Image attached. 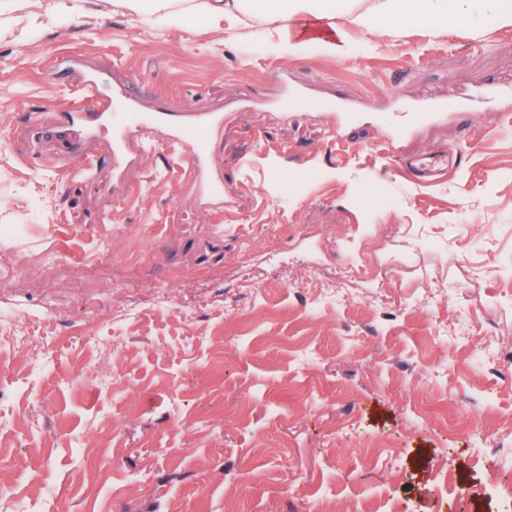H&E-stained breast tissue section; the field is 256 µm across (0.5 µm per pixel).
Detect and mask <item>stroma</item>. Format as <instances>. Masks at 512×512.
<instances>
[{"label":"stroma","instance_id":"1","mask_svg":"<svg viewBox=\"0 0 512 512\" xmlns=\"http://www.w3.org/2000/svg\"><path fill=\"white\" fill-rule=\"evenodd\" d=\"M282 56L265 20L197 24L113 0L0 14V512H507L512 471V24L368 30ZM75 55L147 104L224 109L182 179L163 130L114 180L54 115ZM312 103L286 117L280 74ZM501 91L396 141L416 103ZM361 103L340 124L337 105ZM94 154L98 177L57 160ZM72 258L68 284L43 264ZM338 272L343 298L317 296ZM390 158L400 166L409 169L421 181H429V178L447 169L448 165L459 167L462 163V153L447 148L437 149L428 157L418 160L402 158L394 153Z\"/></svg>","mask_w":512,"mask_h":512}]
</instances>
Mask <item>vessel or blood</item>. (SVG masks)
Masks as SVG:
<instances>
[{
    "label": "vessel or blood",
    "instance_id": "1",
    "mask_svg": "<svg viewBox=\"0 0 512 512\" xmlns=\"http://www.w3.org/2000/svg\"><path fill=\"white\" fill-rule=\"evenodd\" d=\"M70 69L77 81L79 95L65 112L60 113L59 124L83 138L97 135L110 138L113 171H120L129 163L127 141L130 137L140 135L150 127H162L168 131L173 143L189 145V152L181 157L186 175L209 195L223 197V181L214 180L208 168L212 134L224 123V114L220 109L203 106L182 112L161 107L148 112L139 98L129 94L125 84H114L110 92H102L90 64L74 62ZM465 106L466 101L461 97L420 103L416 111L407 113L404 124L395 129L394 134L403 136L409 126L420 121L447 119L463 111ZM461 163V152L447 148L435 150L422 159L403 158L399 161L400 166L409 169L422 181Z\"/></svg>",
    "mask_w": 512,
    "mask_h": 512
}]
</instances>
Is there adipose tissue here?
Instances as JSON below:
<instances>
[{"instance_id": "1", "label": "adipose tissue", "mask_w": 512, "mask_h": 512, "mask_svg": "<svg viewBox=\"0 0 512 512\" xmlns=\"http://www.w3.org/2000/svg\"><path fill=\"white\" fill-rule=\"evenodd\" d=\"M476 8L512 22V11L504 8L503 0H448L444 5L431 4L430 0H375L372 7L357 12L352 21L369 30L392 24L431 25L445 30ZM248 15L269 21V33L278 38L285 56H292L295 47L308 42L335 55L347 49V33L332 23L329 0H202L197 12L200 21L221 17L233 27Z\"/></svg>"}]
</instances>
